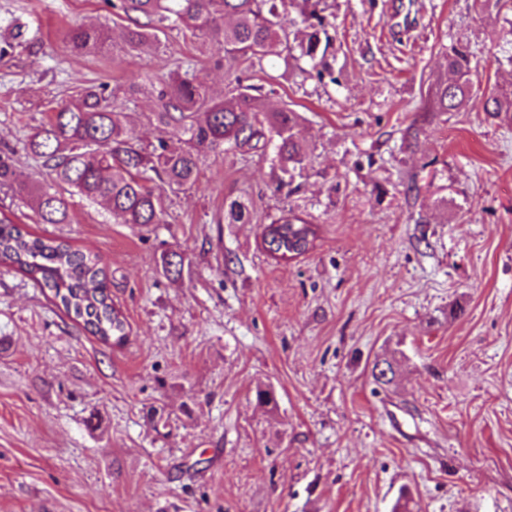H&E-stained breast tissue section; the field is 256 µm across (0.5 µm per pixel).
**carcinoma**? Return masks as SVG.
I'll return each instance as SVG.
<instances>
[{"instance_id": "carcinoma-1", "label": "carcinoma", "mask_w": 512, "mask_h": 512, "mask_svg": "<svg viewBox=\"0 0 512 512\" xmlns=\"http://www.w3.org/2000/svg\"><path fill=\"white\" fill-rule=\"evenodd\" d=\"M321 0H117L116 15L128 21L125 48L133 53L160 43L176 30L204 37L216 63L224 65V96L190 73L192 60L177 59L174 69L158 79L157 143L143 144L136 135L138 115L112 104L105 88L88 87L71 103L47 116L28 137L27 153L50 177L44 186L22 171L13 153L0 152V192L24 195L38 224H66L68 197L77 194L98 202L121 224L141 228L165 223L166 192L190 188L198 181L203 155L218 149L242 155L273 149L279 170L274 192L296 193L295 173L305 169L308 149L297 137L301 114L288 102L274 103L273 91L246 83L244 74L265 60L309 64L308 74L323 79L331 73L330 26ZM295 10L301 26L290 29L281 16ZM105 31L80 26L67 35L71 50L81 55L99 51ZM471 54L465 46L448 52L447 76L434 92L437 112H453L471 98ZM494 117H512V92L495 93L484 103ZM250 220L246 202L224 203V222ZM317 225L284 212L264 226L262 244L278 260L309 252ZM0 264L25 274L46 292L47 299L83 330L103 343H124L127 323L112 303L98 256L83 253L61 238H44L22 230L0 211ZM167 276L179 277L184 258L176 251L161 256Z\"/></svg>"}]
</instances>
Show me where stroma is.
Returning a JSON list of instances; mask_svg holds the SVG:
<instances>
[{
  "instance_id": "stroma-1",
  "label": "stroma",
  "mask_w": 512,
  "mask_h": 512,
  "mask_svg": "<svg viewBox=\"0 0 512 512\" xmlns=\"http://www.w3.org/2000/svg\"><path fill=\"white\" fill-rule=\"evenodd\" d=\"M412 2L405 27L391 0H324L332 77L251 72L304 118L297 193L273 194L268 157L217 151L140 230L77 196L67 224L11 203L102 258L128 336L102 343L0 266V512H391L402 493L410 512H512V121L483 110L512 86V0ZM115 19L109 0H0V148L25 172L28 135L81 88L138 112L146 144L147 76L191 57L223 95L198 39L130 54ZM80 24L108 30L98 54L71 51ZM455 45L472 99L430 111ZM235 198L249 223H223ZM288 209L318 238L278 262L261 231Z\"/></svg>"
}]
</instances>
